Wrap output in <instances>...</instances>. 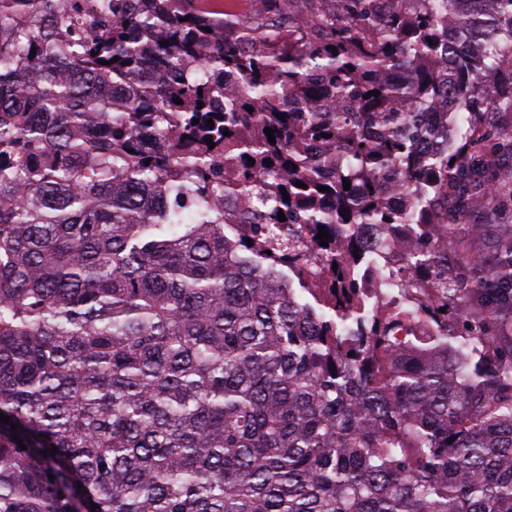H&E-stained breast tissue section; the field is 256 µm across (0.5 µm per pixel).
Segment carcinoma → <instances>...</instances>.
Segmentation results:
<instances>
[{
    "label": "carcinoma",
    "mask_w": 512,
    "mask_h": 512,
    "mask_svg": "<svg viewBox=\"0 0 512 512\" xmlns=\"http://www.w3.org/2000/svg\"><path fill=\"white\" fill-rule=\"evenodd\" d=\"M182 2L0 0V512H512V0ZM463 226L470 224H512V199L507 196H487L474 200L464 210Z\"/></svg>",
    "instance_id": "carcinoma-1"
}]
</instances>
